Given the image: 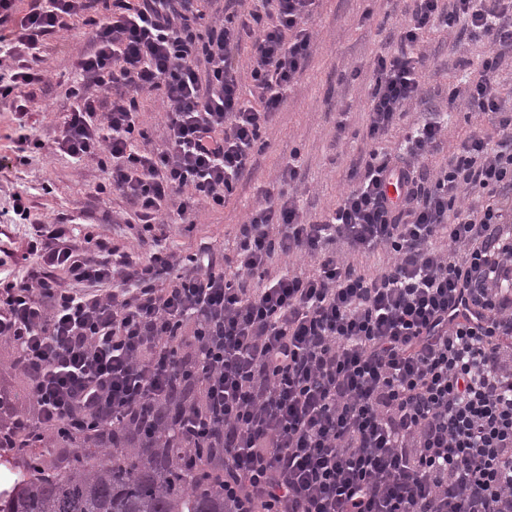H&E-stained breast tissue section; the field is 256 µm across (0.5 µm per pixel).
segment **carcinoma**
<instances>
[{"mask_svg":"<svg viewBox=\"0 0 512 512\" xmlns=\"http://www.w3.org/2000/svg\"><path fill=\"white\" fill-rule=\"evenodd\" d=\"M17 452L27 461L0 490V512H224V492L199 484L163 450L114 448L105 463L78 455L65 472L32 448Z\"/></svg>","mask_w":512,"mask_h":512,"instance_id":"cac0c4a2","label":"carcinoma"}]
</instances>
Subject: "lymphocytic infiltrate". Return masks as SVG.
Returning <instances> with one entry per match:
<instances>
[{
    "label": "lymphocytic infiltrate",
    "mask_w": 512,
    "mask_h": 512,
    "mask_svg": "<svg viewBox=\"0 0 512 512\" xmlns=\"http://www.w3.org/2000/svg\"><path fill=\"white\" fill-rule=\"evenodd\" d=\"M19 2L0 0L15 160L45 147L29 125L44 37L87 29L54 148L97 159V193L134 203L150 249L139 258L90 230L75 243L14 195L27 230L0 246V342L28 402L0 393V447L165 448L223 490L226 512H512V109L494 76L512 52V0H411L374 58L373 147L354 186L308 221L289 159L283 189L236 226L231 258L173 251L166 228L235 196L311 55L316 0H230L242 17L204 40L202 0ZM437 31L488 44L453 95L493 129L433 173L423 162L445 119L408 112ZM148 99L166 115L156 151L138 145ZM404 123L403 144L385 148ZM464 194L486 203L461 209ZM381 251L383 267L361 268Z\"/></svg>",
    "instance_id": "lymphocytic-infiltrate-1"
}]
</instances>
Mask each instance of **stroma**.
<instances>
[{"instance_id": "35a3bbf8", "label": "stroma", "mask_w": 512, "mask_h": 512, "mask_svg": "<svg viewBox=\"0 0 512 512\" xmlns=\"http://www.w3.org/2000/svg\"><path fill=\"white\" fill-rule=\"evenodd\" d=\"M407 7L406 0H319L310 21L317 33L311 58L258 143L249 175L223 209H200L194 228L172 225L171 247L188 252L208 242L215 251L233 256L235 224L257 204L260 189L281 188L282 166L294 153L301 166L298 196L304 216L318 217L335 207L349 184L351 158L372 147L365 137L364 112L372 61L387 48V34L403 24ZM87 44L88 35L82 29L61 31L46 40L42 67L47 85L38 94L32 117L33 131L42 139L60 133L63 117L71 109L66 90L73 76L72 60ZM487 50L483 43L456 45L449 32H437L427 39L424 90L437 111L447 115L440 148L428 158L430 167L447 164L449 155L474 128H492L488 115L448 108L451 92L467 66L477 65ZM343 110L348 113L347 130L340 139L336 121ZM10 132V116L0 105V208L6 205L9 193L25 192L45 223L84 214L115 243L139 253L124 225L102 221L104 214L115 211L133 217L134 210L124 197L96 193L103 178L96 161L78 162L48 150L34 155L27 165H16L6 140Z\"/></svg>"}]
</instances>
